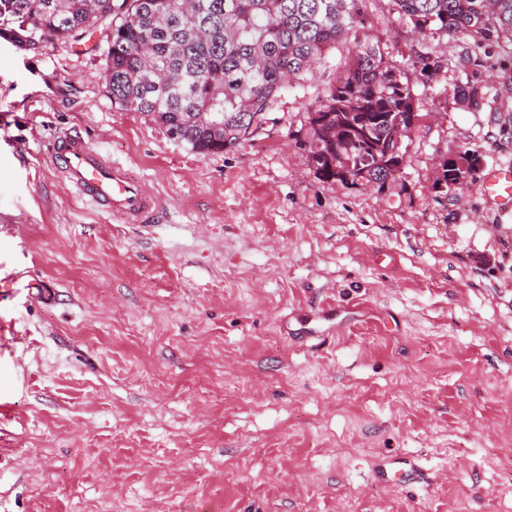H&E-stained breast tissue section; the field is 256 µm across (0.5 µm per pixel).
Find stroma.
I'll use <instances>...</instances> for the list:
<instances>
[{
    "mask_svg": "<svg viewBox=\"0 0 512 512\" xmlns=\"http://www.w3.org/2000/svg\"><path fill=\"white\" fill-rule=\"evenodd\" d=\"M236 148L201 155L113 103L109 24L0 37V512H512V213L448 154L512 165V69L481 111L460 40L384 186L323 182L307 116L385 0ZM165 202L143 230L55 169L64 131ZM458 156L457 159L455 156H449L448 158H445L442 163L440 164V171H439V175H438V178L436 179V182H435V185L438 187L441 183H444V188H448L449 190L450 189H455L457 187H459L458 185V180L460 182H467L470 177L469 176H466V178H463L462 176H464V174L466 173V171H463L461 169V166L463 169H466V164L465 165H462L460 163L461 166H459L457 164V160L459 162H466L470 167H472L473 165L475 164H479V157L475 154V153H470V152H463V153H459L457 154ZM448 159H453L451 161H448ZM459 173L462 174V176L460 175V178H459Z\"/></svg>",
    "mask_w": 512,
    "mask_h": 512,
    "instance_id": "1",
    "label": "stroma"
}]
</instances>
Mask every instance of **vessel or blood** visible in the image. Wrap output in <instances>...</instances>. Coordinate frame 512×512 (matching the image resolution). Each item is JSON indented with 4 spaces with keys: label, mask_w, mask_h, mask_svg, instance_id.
<instances>
[{
    "label": "vessel or blood",
    "mask_w": 512,
    "mask_h": 512,
    "mask_svg": "<svg viewBox=\"0 0 512 512\" xmlns=\"http://www.w3.org/2000/svg\"><path fill=\"white\" fill-rule=\"evenodd\" d=\"M56 169L64 180L94 208L129 224H150L159 201L125 165L107 160L80 133L59 136L52 147ZM483 193L497 201L500 210L512 209V167L490 169L480 182Z\"/></svg>",
    "instance_id": "b4317fda"
}]
</instances>
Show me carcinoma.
I'll return each mask as SVG.
<instances>
[{"label": "carcinoma", "instance_id": "1", "mask_svg": "<svg viewBox=\"0 0 512 512\" xmlns=\"http://www.w3.org/2000/svg\"><path fill=\"white\" fill-rule=\"evenodd\" d=\"M400 21L427 34L465 39V82L456 98L478 111L491 88L481 79L488 60L512 50V0H387ZM365 0H0V21L19 48L78 40L108 20L105 82L112 101L163 127L198 154L250 139L281 92L315 72L325 54L357 26ZM440 64L426 46L404 63L370 36L359 41L336 85L307 117L305 147L322 182L382 186L395 179L387 150L393 133L412 127L415 83L433 80ZM443 160L435 185L458 187L459 163ZM344 169L348 176L336 175Z\"/></svg>", "mask_w": 512, "mask_h": 512}]
</instances>
